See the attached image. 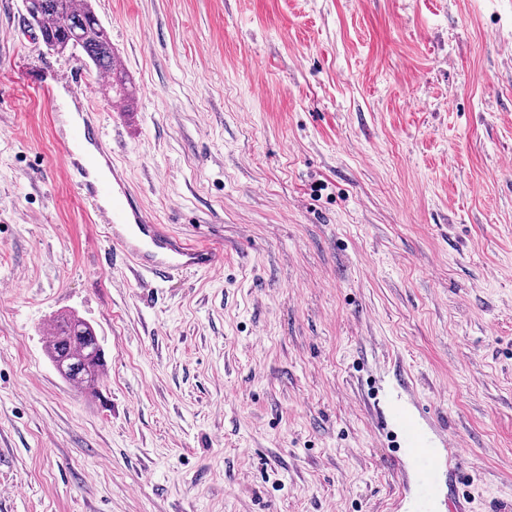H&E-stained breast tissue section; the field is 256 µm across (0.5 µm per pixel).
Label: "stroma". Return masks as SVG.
I'll list each match as a JSON object with an SVG mask.
<instances>
[{"label": "stroma", "mask_w": 512, "mask_h": 512, "mask_svg": "<svg viewBox=\"0 0 512 512\" xmlns=\"http://www.w3.org/2000/svg\"><path fill=\"white\" fill-rule=\"evenodd\" d=\"M93 8L133 92L88 100L116 163L224 264L113 261L32 83L94 69L0 0V512H412L372 386L465 450L434 512L512 504V0ZM61 312L98 394L46 355ZM48 356L58 373L80 389L94 391L105 369V354L94 328L75 315L57 318Z\"/></svg>", "instance_id": "stroma-1"}]
</instances>
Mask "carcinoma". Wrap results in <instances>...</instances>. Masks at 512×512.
Instances as JSON below:
<instances>
[{
    "label": "carcinoma",
    "mask_w": 512,
    "mask_h": 512,
    "mask_svg": "<svg viewBox=\"0 0 512 512\" xmlns=\"http://www.w3.org/2000/svg\"><path fill=\"white\" fill-rule=\"evenodd\" d=\"M27 14L42 42L53 51L81 49L95 69L113 80L117 57L107 29L89 0H28ZM58 373L83 390H95L105 369V354L94 328L75 315L62 316L47 350Z\"/></svg>",
    "instance_id": "carcinoma-1"
}]
</instances>
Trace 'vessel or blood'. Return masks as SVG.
Here are the masks:
<instances>
[{
	"label": "vessel or blood",
	"instance_id": "b4317fda",
	"mask_svg": "<svg viewBox=\"0 0 512 512\" xmlns=\"http://www.w3.org/2000/svg\"><path fill=\"white\" fill-rule=\"evenodd\" d=\"M108 140L109 133L96 114L80 113L64 146L61 165L88 209L104 216L114 253L132 260L138 276L157 281L180 271H210L221 265V248L187 242L155 223L130 190L120 169L110 168L105 181H91L88 168L78 161L76 154L88 142L102 158H109ZM377 422L399 431L406 455L418 471L419 505L432 506L441 488L442 456L432 452L429 438L411 408L399 400L389 402Z\"/></svg>",
	"mask_w": 512,
	"mask_h": 512
}]
</instances>
